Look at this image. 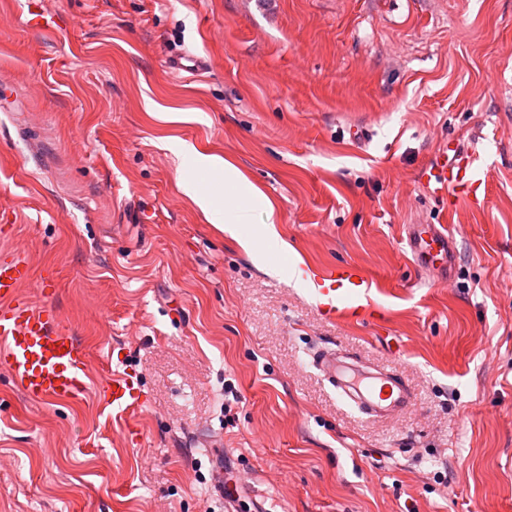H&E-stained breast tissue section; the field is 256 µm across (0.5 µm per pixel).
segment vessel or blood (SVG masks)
Listing matches in <instances>:
<instances>
[{
  "instance_id": "vessel-or-blood-1",
  "label": "vessel or blood",
  "mask_w": 512,
  "mask_h": 512,
  "mask_svg": "<svg viewBox=\"0 0 512 512\" xmlns=\"http://www.w3.org/2000/svg\"><path fill=\"white\" fill-rule=\"evenodd\" d=\"M174 73L195 74L205 69L200 58L185 53L171 57ZM432 193L447 196L449 203L468 199L482 203L486 179L474 153L450 147L441 160L424 171ZM405 251L425 278L446 280L456 272L457 244L448 224H407L403 227ZM318 310L328 319L376 317L368 295L369 279L351 263L309 267ZM32 279L26 255L0 258V368L27 399L43 404L81 399L90 377V351L72 327L64 325L48 306L25 299L23 288ZM314 364L337 394L370 419L401 415L415 404L414 391L398 372L366 365L353 350L323 348ZM102 389L105 405L126 412L138 410L142 396L138 379L126 371L113 372Z\"/></svg>"
}]
</instances>
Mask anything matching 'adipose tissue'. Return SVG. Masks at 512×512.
I'll list each match as a JSON object with an SVG mask.
<instances>
[{"label":"adipose tissue","mask_w":512,"mask_h":512,"mask_svg":"<svg viewBox=\"0 0 512 512\" xmlns=\"http://www.w3.org/2000/svg\"><path fill=\"white\" fill-rule=\"evenodd\" d=\"M203 166L224 171V222L226 230L238 240L248 255H256L257 243L274 230L278 222L277 207L233 165L218 156L203 155ZM261 210L264 220L259 227H252V213Z\"/></svg>","instance_id":"adipose-tissue-1"}]
</instances>
